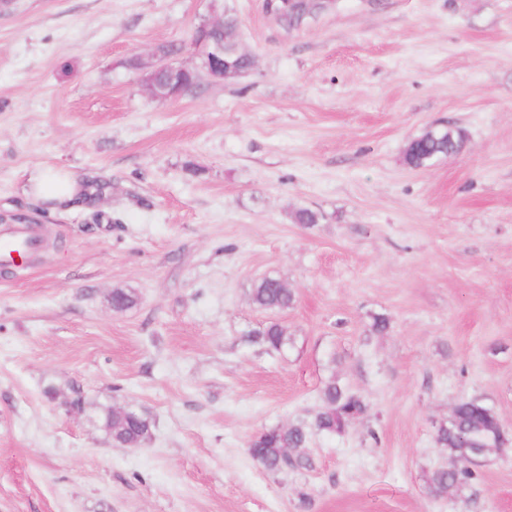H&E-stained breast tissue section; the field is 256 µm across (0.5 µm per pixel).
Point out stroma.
Masks as SVG:
<instances>
[{"label": "stroma", "mask_w": 512, "mask_h": 512, "mask_svg": "<svg viewBox=\"0 0 512 512\" xmlns=\"http://www.w3.org/2000/svg\"><path fill=\"white\" fill-rule=\"evenodd\" d=\"M226 3L252 69L161 102L126 61L198 67L212 0H0V213L46 237L0 271V512H512V0H335L290 29ZM437 124L463 151L408 167ZM47 168L105 191L55 208ZM266 275L291 308H254ZM270 321L288 350L245 341ZM333 376L367 412L312 432L313 470H262L251 437L312 420ZM463 398L508 442L436 498ZM112 406L151 438L113 443Z\"/></svg>", "instance_id": "35a3bbf8"}]
</instances>
